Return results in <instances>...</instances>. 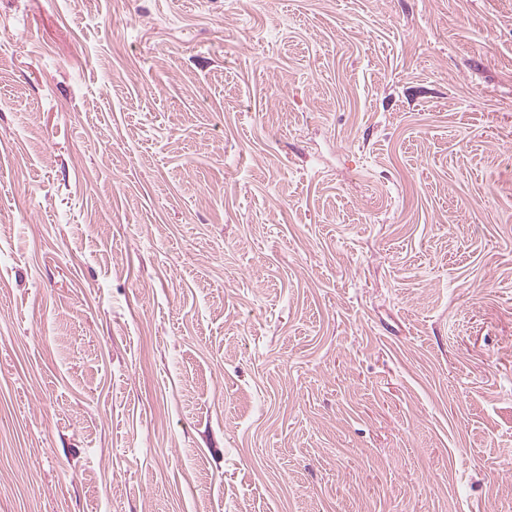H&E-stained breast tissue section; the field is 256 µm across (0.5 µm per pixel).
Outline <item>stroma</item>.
<instances>
[{
	"label": "stroma",
	"mask_w": 512,
	"mask_h": 512,
	"mask_svg": "<svg viewBox=\"0 0 512 512\" xmlns=\"http://www.w3.org/2000/svg\"><path fill=\"white\" fill-rule=\"evenodd\" d=\"M0 512H512V0H0Z\"/></svg>",
	"instance_id": "1"
}]
</instances>
